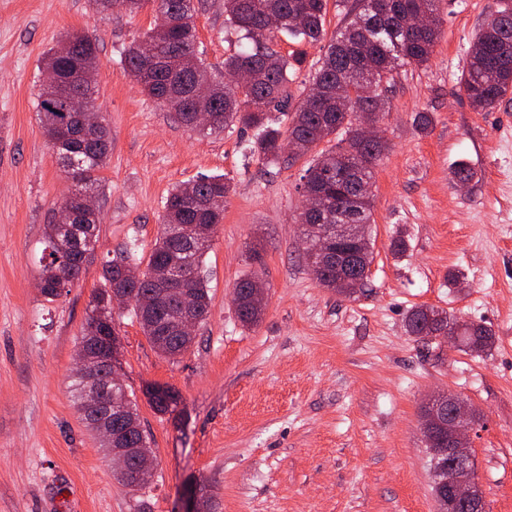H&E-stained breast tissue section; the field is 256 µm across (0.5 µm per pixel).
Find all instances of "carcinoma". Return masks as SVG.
<instances>
[{
    "mask_svg": "<svg viewBox=\"0 0 512 512\" xmlns=\"http://www.w3.org/2000/svg\"><path fill=\"white\" fill-rule=\"evenodd\" d=\"M156 14V23L141 41L133 42L124 54V65L143 92L174 113L191 132L204 136L218 134L232 125L253 131L246 150L257 154L269 164H277L282 157L281 140L284 134L298 142L296 154L305 155L325 139L340 135L337 146L318 153L306 169L304 187L321 194L327 209L346 214L353 224L364 225L366 252L347 258L351 281L336 282V271H325L324 286L351 297L358 285L354 280H367L373 260L371 224L374 223L373 196L364 194L360 187L374 178V168L387 149L384 140L365 141L358 133L365 121H377L386 108L380 89L406 64L422 66L433 54L440 38L441 14L447 0H388L381 12L371 10L366 0H353L346 12L345 24L331 38L311 86L323 88L322 96L303 94L295 107L291 127L282 131L269 118V112L288 111V83L305 62V54L298 52L285 57L270 43L275 33L288 35L304 43L319 42L325 37L327 0H224V23L244 33L250 46L224 59V73L247 72L249 82L228 87L212 78L208 66L197 54V33L194 22V0H150ZM422 13L430 18L429 25L413 30L409 14ZM299 14L302 25L294 26L291 18ZM275 15L281 26L268 27L267 17ZM155 48L152 57L144 56L143 46ZM66 54L56 49L43 59L47 70L61 71L67 63L83 65L97 60L96 44L74 33L62 45ZM210 84L206 110L213 116V124L200 128L193 124L197 105L196 87ZM460 89L472 107L481 112L495 110L512 93V0H501L500 9L492 13L475 34L466 65L462 71ZM64 102L55 97L49 87L40 88L37 108L43 134L54 143L58 125L69 119L74 137L70 148L57 152L64 172L77 183L73 198L93 193L100 187L98 173L106 166L111 139L105 117L100 112L90 115L63 111ZM232 192L229 178L223 174L205 176L194 183L193 195L183 185L169 191L164 204L161 229L148 257L147 266L171 263L183 264L191 276L201 319L209 310V293L202 274L204 258L210 246H190L185 236L188 226L206 224L213 228L224 220V204ZM73 219L68 224H49L45 232L48 260L40 271L46 284L43 296L58 298L66 286L81 275L80 263L84 254H93L99 240V215L73 207ZM137 266L134 254L122 252L102 265V287L93 300L102 299L114 290L133 293L132 310L137 315L143 333L162 354L176 357L190 347L194 336H175L168 323L174 319L170 308H162L151 317L139 315V310L154 306L156 288L149 281L135 282L126 271ZM253 277L239 280L233 288L238 320L245 326L257 325L264 315L265 305L252 299L250 284ZM454 325L456 321L444 310L418 307L405 317L408 335L430 336L440 325ZM459 346L472 352H483L494 344V335L488 327L475 323L459 325ZM97 386L106 404L89 412L84 406L86 383L76 376L71 385V396L86 427L100 440L106 454H111L105 438L98 431L97 422L112 419V404H117L119 429L126 436V445L142 454H151L139 420L137 404L125 393L112 397V373L102 372ZM150 403L159 413H173L179 396L169 388L154 387L148 391ZM435 472L434 493L439 507L448 503V460L430 455Z\"/></svg>",
    "mask_w": 512,
    "mask_h": 512,
    "instance_id": "carcinoma-1",
    "label": "carcinoma"
}]
</instances>
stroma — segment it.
I'll return each mask as SVG.
<instances>
[{"label": "stroma", "instance_id": "1", "mask_svg": "<svg viewBox=\"0 0 512 512\" xmlns=\"http://www.w3.org/2000/svg\"><path fill=\"white\" fill-rule=\"evenodd\" d=\"M499 5L449 0L429 62L405 65L388 87L373 262L349 298L319 284L300 245L309 156L267 164L238 126L198 136L124 67L131 41L154 26L151 6L103 14L94 0H0V512H184L203 484L211 512H437L420 411L448 391L483 418L472 454L486 512H512V99L480 112L459 88L472 38ZM195 21L203 60L223 72L243 46L224 28V0H198ZM73 32L97 45L112 150L99 173V244L51 301L38 288L45 229L72 181L36 105L44 54ZM462 161L475 172L464 189ZM213 174L233 190L205 257L210 307L192 346L161 355L131 308L114 312L119 374L154 466L133 492L73 408L77 339L107 258L131 250L147 261L171 188ZM247 276L266 292L250 328L232 303ZM422 305L487 325L492 348L418 343L404 319ZM154 386L178 393L176 412L153 409Z\"/></svg>", "mask_w": 512, "mask_h": 512}]
</instances>
